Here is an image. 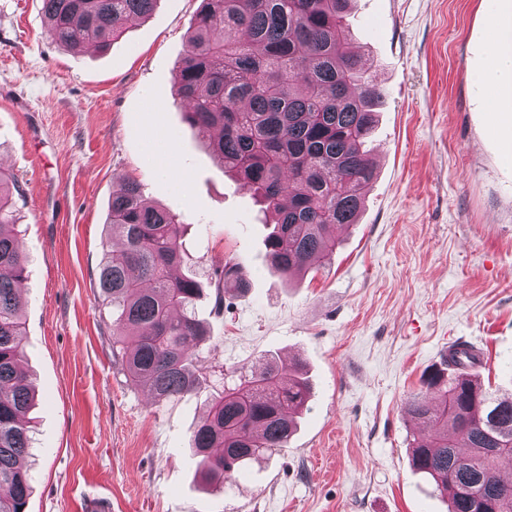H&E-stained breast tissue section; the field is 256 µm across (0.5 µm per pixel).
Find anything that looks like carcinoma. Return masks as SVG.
I'll return each mask as SVG.
<instances>
[{
  "label": "carcinoma",
  "mask_w": 512,
  "mask_h": 512,
  "mask_svg": "<svg viewBox=\"0 0 512 512\" xmlns=\"http://www.w3.org/2000/svg\"><path fill=\"white\" fill-rule=\"evenodd\" d=\"M159 2L42 0V12L58 46L104 50ZM351 2L202 0L174 86L188 107L187 124L212 140L224 167L272 216L267 263L285 279L336 248V228L357 223L375 175L364 146L383 94L352 46ZM19 194L14 176L0 169V512H24L33 482L23 463L33 392L19 366V285L28 262L15 231ZM107 223L112 249L99 296L112 309L113 354L130 381L157 400L197 390L194 359L206 331L195 304L203 288L175 274L186 255L185 225L134 181L113 190ZM216 277L247 286L230 261ZM478 362L474 350L453 348L444 368L425 376L407 400V411L428 427L413 439L412 462L449 498L448 512H512V484L493 477L512 468V394L483 389ZM309 392L300 364L285 370L275 358L225 387L189 444L205 478L222 485L242 465L286 447Z\"/></svg>",
  "instance_id": "carcinoma-1"
}]
</instances>
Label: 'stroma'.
Instances as JSON below:
<instances>
[{"mask_svg": "<svg viewBox=\"0 0 512 512\" xmlns=\"http://www.w3.org/2000/svg\"><path fill=\"white\" fill-rule=\"evenodd\" d=\"M199 7L161 0L106 51L78 53L49 40L41 0H0V168L21 190V368L36 391L25 512H88L100 497L112 512H447L412 464L424 427L404 407L457 342L480 349L491 392L512 393V75L482 81L512 52V0H355L352 39L385 93L367 144L376 177L335 252L289 281L267 268L259 206L173 93ZM171 134L173 150L149 151ZM126 180L187 224L178 271L204 288L201 384L174 400L116 362L97 288ZM223 261L248 286L218 311ZM271 357L308 371L298 429L205 489L191 436L232 370Z\"/></svg>", "mask_w": 512, "mask_h": 512, "instance_id": "1", "label": "stroma"}]
</instances>
